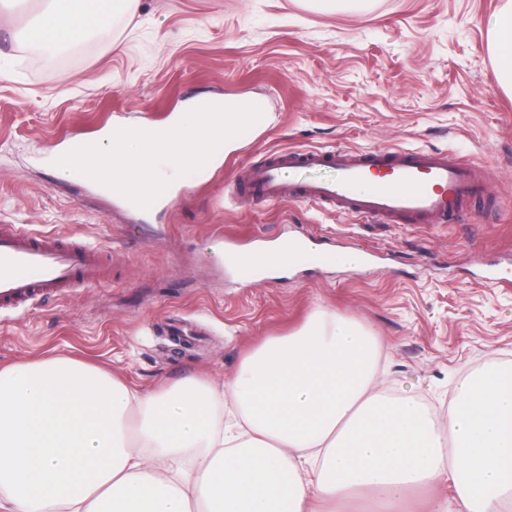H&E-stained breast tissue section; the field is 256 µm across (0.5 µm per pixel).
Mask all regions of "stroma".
<instances>
[{"mask_svg": "<svg viewBox=\"0 0 512 512\" xmlns=\"http://www.w3.org/2000/svg\"><path fill=\"white\" fill-rule=\"evenodd\" d=\"M503 0H140L52 80L11 33L39 0L0 6V224L99 247L111 269L0 314V366L66 354L143 391L189 374L227 384L244 355L316 307L381 339L383 390L444 415L456 382L512 364V91L489 50ZM200 96L259 99L269 114L178 201L150 214L60 179L70 140L160 125ZM449 149L490 167L456 224H361L233 190L240 167L286 148ZM308 236L358 250V270L297 266L244 278L225 257ZM496 268L510 287L484 283Z\"/></svg>", "mask_w": 512, "mask_h": 512, "instance_id": "obj_1", "label": "stroma"}]
</instances>
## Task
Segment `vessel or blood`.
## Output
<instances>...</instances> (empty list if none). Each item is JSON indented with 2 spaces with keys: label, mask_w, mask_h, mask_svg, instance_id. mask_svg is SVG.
<instances>
[{
  "label": "vessel or blood",
  "mask_w": 512,
  "mask_h": 512,
  "mask_svg": "<svg viewBox=\"0 0 512 512\" xmlns=\"http://www.w3.org/2000/svg\"><path fill=\"white\" fill-rule=\"evenodd\" d=\"M329 169L327 181H284V169ZM486 166L449 150L281 149L242 169L238 188L262 201H298L357 217L417 224L453 223L481 194ZM107 277L98 248L22 224H0V312L64 295Z\"/></svg>",
  "instance_id": "vessel-or-blood-1"
}]
</instances>
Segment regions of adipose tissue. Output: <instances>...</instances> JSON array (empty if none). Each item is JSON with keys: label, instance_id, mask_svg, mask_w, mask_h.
I'll return each mask as SVG.
<instances>
[{"label": "adipose tissue", "instance_id": "ef3b65f1", "mask_svg": "<svg viewBox=\"0 0 512 512\" xmlns=\"http://www.w3.org/2000/svg\"><path fill=\"white\" fill-rule=\"evenodd\" d=\"M138 0H42L15 41L46 52L134 12ZM512 87V0L492 22ZM380 341L325 308L267 338L225 390L200 377L144 393L68 356L0 368V512H337L371 493L400 512H512V366L462 379L443 417L379 389ZM452 496V489H450L448 484H439L434 488L426 489V490H414L412 491L407 498L406 508L407 509H419L421 508L423 502H425L429 498H446L448 499Z\"/></svg>", "mask_w": 512, "mask_h": 512}]
</instances>
